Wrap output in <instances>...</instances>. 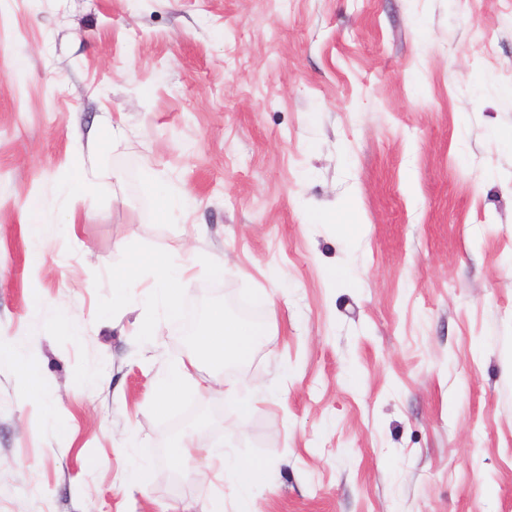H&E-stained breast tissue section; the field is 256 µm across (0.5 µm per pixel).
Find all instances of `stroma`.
<instances>
[{"mask_svg": "<svg viewBox=\"0 0 512 512\" xmlns=\"http://www.w3.org/2000/svg\"><path fill=\"white\" fill-rule=\"evenodd\" d=\"M511 89L512 0H0V346L44 381L0 367V512H235L176 440L259 512H512ZM133 252L248 357H195L154 268L118 290ZM149 265L156 266L159 272L155 296H159L165 310L172 313L178 306L185 286V270L182 267L167 262L161 263L157 257L150 254L131 253L125 266L113 276L114 281L121 288L119 290H124V284L131 280L133 274ZM260 330L240 320L222 315L216 316L207 330L197 336L196 349L207 356L224 357L230 352L235 358L243 359ZM16 371L22 380V391L30 398L39 397L44 390L42 379L26 355L20 351H5L0 348V365ZM195 367V362L190 361L189 366L183 365V367L165 377L160 383V393L164 399H169L177 395L184 387L186 382L191 377V369ZM193 452L204 453L207 458H219L221 461L222 469L225 471L231 469L237 473V476L247 490L246 494L241 498L237 512H258L255 505V500L250 490L259 480V467L255 465H243L237 461H231L223 456V453H215L208 448H193L186 444L181 448V454L184 456H191Z\"/></svg>", "mask_w": 512, "mask_h": 512, "instance_id": "obj_1", "label": "stroma"}]
</instances>
